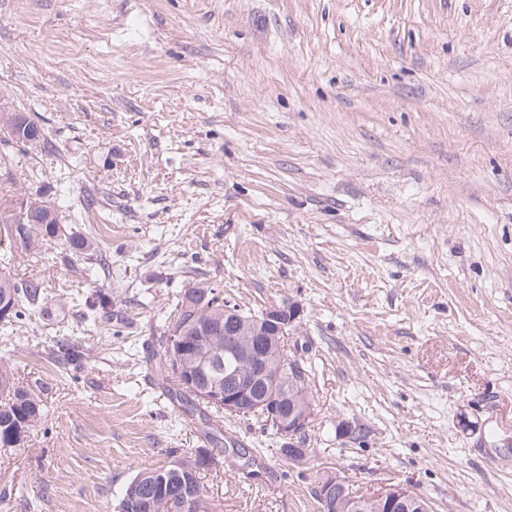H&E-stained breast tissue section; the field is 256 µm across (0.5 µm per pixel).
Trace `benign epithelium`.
I'll use <instances>...</instances> for the list:
<instances>
[{
  "instance_id": "1",
  "label": "benign epithelium",
  "mask_w": 512,
  "mask_h": 512,
  "mask_svg": "<svg viewBox=\"0 0 512 512\" xmlns=\"http://www.w3.org/2000/svg\"><path fill=\"white\" fill-rule=\"evenodd\" d=\"M303 307L294 301L247 313L235 300L224 299V350H214L215 333L197 324L177 326L169 341L173 371L186 373L197 396L234 416L260 414L296 464L306 454L301 439L310 427V372L304 360L288 351V337L298 333ZM347 480L321 484L318 496L324 512H430L428 503L402 484H390L373 496H345ZM128 497L141 512H157L173 501L187 500L184 486L172 480L134 485Z\"/></svg>"
}]
</instances>
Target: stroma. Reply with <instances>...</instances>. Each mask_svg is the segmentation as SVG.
Wrapping results in <instances>:
<instances>
[{"mask_svg": "<svg viewBox=\"0 0 512 512\" xmlns=\"http://www.w3.org/2000/svg\"><path fill=\"white\" fill-rule=\"evenodd\" d=\"M0 91L51 142L0 197L63 218L14 247L48 288L0 360L46 412L0 453V512H114L139 469L208 446L207 512H319L325 472L512 512V0H0ZM200 282L302 305L304 464L236 416L208 442L165 394L150 359Z\"/></svg>", "mask_w": 512, "mask_h": 512, "instance_id": "1", "label": "stroma"}]
</instances>
